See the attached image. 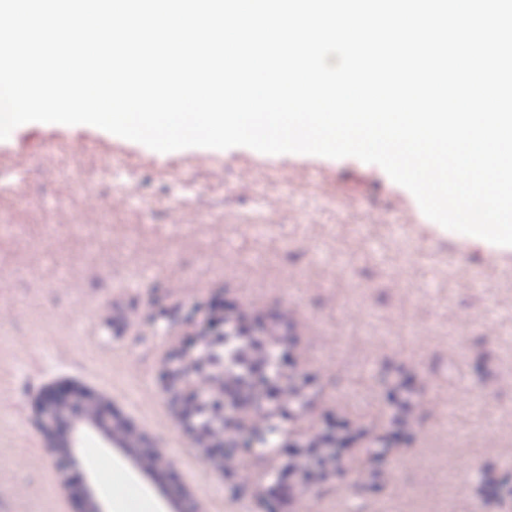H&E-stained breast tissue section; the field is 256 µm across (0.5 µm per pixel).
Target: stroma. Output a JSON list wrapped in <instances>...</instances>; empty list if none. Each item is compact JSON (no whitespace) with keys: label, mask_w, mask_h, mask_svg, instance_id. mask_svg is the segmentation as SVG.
<instances>
[{"label":"stroma","mask_w":512,"mask_h":512,"mask_svg":"<svg viewBox=\"0 0 512 512\" xmlns=\"http://www.w3.org/2000/svg\"><path fill=\"white\" fill-rule=\"evenodd\" d=\"M109 156L127 183L74 193ZM20 163L22 197L0 193V512H80L35 416L43 390L70 385L173 461L141 472L87 432L78 473L104 502L150 494L167 510L179 488L201 512H499L477 470L512 456L507 252L403 207L406 188L351 157L160 153L96 127L35 124L0 140V168ZM217 297L296 322V374L317 376L319 393L290 430L314 432L337 411L385 432L380 372L421 392L417 438L393 452L378 491L333 479L292 499L253 461L226 474L202 460L158 378L172 338L147 319Z\"/></svg>","instance_id":"stroma-1"}]
</instances>
